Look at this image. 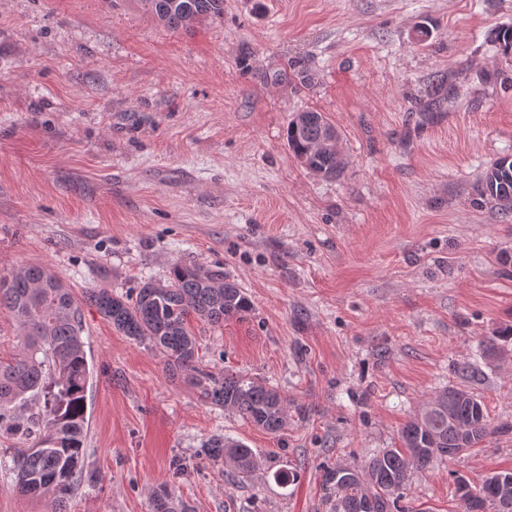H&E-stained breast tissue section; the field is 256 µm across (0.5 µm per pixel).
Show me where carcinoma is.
<instances>
[{"mask_svg":"<svg viewBox=\"0 0 512 512\" xmlns=\"http://www.w3.org/2000/svg\"><path fill=\"white\" fill-rule=\"evenodd\" d=\"M139 2L145 12L174 31L189 30L224 14V0ZM328 124L320 112H298L288 122L286 141L301 166L334 178L341 170L340 155L317 150ZM481 189L498 202L502 212L511 214L512 159L503 156L493 161ZM86 297L115 329L160 350L170 372L189 373L207 403L268 433L285 429L288 400L274 386L259 377L215 374L199 364L190 317L219 325L251 310L243 288L223 272L176 264L165 281H147L133 296L92 288ZM0 309L12 316L23 338L21 352L0 360V436L31 441L27 448L14 449L17 490L49 499L54 512H69V498L83 477L91 376L80 310L59 277L43 265L0 275ZM40 399L44 419L24 418L22 411ZM492 432L486 408L476 395L460 388L445 389L403 427V447L378 451L362 473L347 467L323 470L322 483L336 496L330 512H428L399 505L412 474L437 457H455L479 447ZM206 448L209 456L232 465L243 479L259 468V457L238 440L213 438ZM56 479L66 485L59 495L51 487ZM470 492L484 509L500 512L501 501L512 495V470L493 471L467 492L455 489L456 512H470Z\"/></svg>","mask_w":512,"mask_h":512,"instance_id":"carcinoma-1","label":"carcinoma"}]
</instances>
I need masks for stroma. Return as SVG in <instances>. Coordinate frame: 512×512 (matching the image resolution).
<instances>
[{
	"instance_id": "obj_1",
	"label": "stroma",
	"mask_w": 512,
	"mask_h": 512,
	"mask_svg": "<svg viewBox=\"0 0 512 512\" xmlns=\"http://www.w3.org/2000/svg\"><path fill=\"white\" fill-rule=\"evenodd\" d=\"M504 27L512 0H224L189 32L138 0H0V275L63 281L92 371L70 512H154L163 488L176 512H330L324 468L400 447L449 387L482 398L493 433L414 473L408 504L453 512L457 477L512 469V342L479 357L512 325V216L480 193L512 154ZM291 62L308 81L264 82ZM305 110L341 133L336 178L288 149ZM184 263L250 299L243 319L191 326L208 370L287 397L280 434L207 404L85 297ZM217 436L260 454L251 480L208 456ZM15 445L0 437V512H52L18 492Z\"/></svg>"
}]
</instances>
